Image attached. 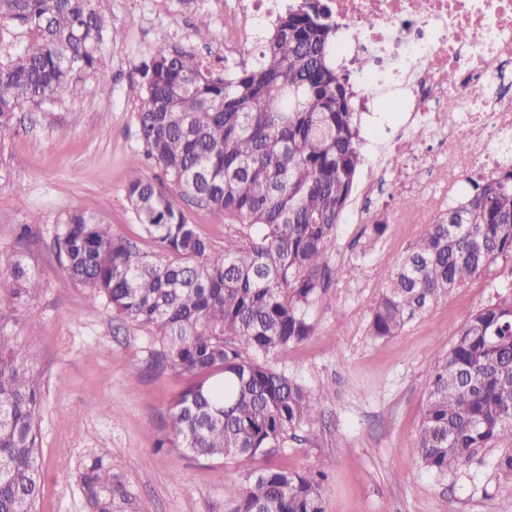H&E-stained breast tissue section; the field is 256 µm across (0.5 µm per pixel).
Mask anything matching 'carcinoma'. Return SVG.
Returning <instances> with one entry per match:
<instances>
[{
    "label": "carcinoma",
    "instance_id": "1",
    "mask_svg": "<svg viewBox=\"0 0 512 512\" xmlns=\"http://www.w3.org/2000/svg\"><path fill=\"white\" fill-rule=\"evenodd\" d=\"M0 134L16 113L71 94L102 72L110 28L98 0H0ZM336 23L320 0L275 21L250 63L220 70L160 34L138 73L143 155L130 160L126 198L155 246L117 241L111 226L66 212L55 240L67 276L112 313L158 337L155 362L189 377L169 406V439L202 459H262L233 512H325L324 474L269 464L326 394L305 390L269 358L309 336L310 311L331 277L327 255L361 151L349 76L336 67ZM164 180L142 176V160ZM224 213V245L190 222L163 181ZM474 193L424 225L371 307L376 338L401 333L448 293L512 261V170L471 180ZM0 274V512H35L41 493L42 404L33 353L8 325L27 292L19 257ZM503 446L493 465L512 484V286L455 332L430 376L418 437L421 465L446 475L475 450ZM87 512H133L107 450L78 466Z\"/></svg>",
    "mask_w": 512,
    "mask_h": 512
}]
</instances>
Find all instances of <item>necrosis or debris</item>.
I'll list each match as a JSON object with an SVG mask.
<instances>
[{
  "label": "necrosis or debris",
  "instance_id": "necrosis-or-debris-1",
  "mask_svg": "<svg viewBox=\"0 0 512 512\" xmlns=\"http://www.w3.org/2000/svg\"><path fill=\"white\" fill-rule=\"evenodd\" d=\"M337 29L336 61L358 71L355 109L374 117L396 114L400 124L388 156L363 195L377 208L389 184L411 196L434 194L432 163H402L419 152L414 125L428 128L434 154L452 158L463 174L512 168V0H322ZM289 0H230L237 24L224 50L250 55L258 27ZM398 74L406 93L395 99L376 91L377 78Z\"/></svg>",
  "mask_w": 512,
  "mask_h": 512
}]
</instances>
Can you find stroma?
<instances>
[{"mask_svg": "<svg viewBox=\"0 0 512 512\" xmlns=\"http://www.w3.org/2000/svg\"><path fill=\"white\" fill-rule=\"evenodd\" d=\"M112 27L101 56L103 78L80 80L72 95L17 113L0 136L9 176L0 181V264L23 256L32 279L13 331L37 336L35 373L42 391L39 441L42 493L36 512H87L77 466L107 447L137 512H232L252 466L195 458L164 446L170 403L186 377L160 368L153 335L117 318L63 272L54 237L67 208L100 215L114 239L152 252L125 198L128 161L142 153L136 72L159 32L198 55L224 52L234 20L224 0H99ZM210 29L198 37V14ZM352 195L328 252L337 274L311 311L310 336L274 358L273 367L312 393L328 391L318 415L289 440L274 465L324 473L325 512H512V485L493 468L497 449H478L469 464L438 476L418 461L417 436L436 353L494 295L488 277L449 293L403 332L371 336L370 308L385 288L418 224H397L403 196L381 212L358 215ZM387 228L373 238L372 226ZM33 233L19 239L20 225ZM101 398L109 413L95 408Z\"/></svg>", "mask_w": 512, "mask_h": 512, "instance_id": "1", "label": "stroma"}]
</instances>
